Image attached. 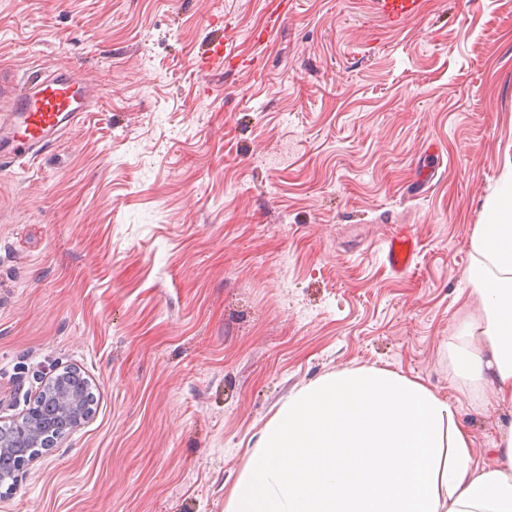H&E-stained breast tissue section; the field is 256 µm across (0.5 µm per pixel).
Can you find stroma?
I'll return each mask as SVG.
<instances>
[{
  "label": "stroma",
  "mask_w": 512,
  "mask_h": 512,
  "mask_svg": "<svg viewBox=\"0 0 512 512\" xmlns=\"http://www.w3.org/2000/svg\"><path fill=\"white\" fill-rule=\"evenodd\" d=\"M220 35L235 60L200 71ZM37 68L99 95L0 163V425L66 368L96 402L0 512H224L289 393L345 367L454 400L490 458L512 412L452 381L448 340L511 172L512 0L397 27L372 0H0V71ZM419 242L408 231L392 233L383 243L381 252L386 265L395 273L409 271L418 253Z\"/></svg>",
  "instance_id": "1"
}]
</instances>
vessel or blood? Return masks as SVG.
I'll return each mask as SVG.
<instances>
[{
	"mask_svg": "<svg viewBox=\"0 0 512 512\" xmlns=\"http://www.w3.org/2000/svg\"><path fill=\"white\" fill-rule=\"evenodd\" d=\"M376 12L390 24L419 16L424 0H373ZM231 56L229 45L214 41L201 59L206 70L220 69ZM9 97L11 106L0 115V126L6 127L0 141V159L19 161L34 157L55 135L65 116L88 111L94 97L93 86L74 81L70 75L33 73L23 81L0 82V97ZM419 242L410 232L392 233L381 252L388 267L396 273L411 269L418 253Z\"/></svg>",
	"mask_w": 512,
	"mask_h": 512,
	"instance_id": "vessel-or-blood-1",
	"label": "vessel or blood"
}]
</instances>
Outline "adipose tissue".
Wrapping results in <instances>:
<instances>
[{"mask_svg":"<svg viewBox=\"0 0 512 512\" xmlns=\"http://www.w3.org/2000/svg\"><path fill=\"white\" fill-rule=\"evenodd\" d=\"M469 247L476 314L448 344L452 374L511 408L512 175ZM225 512H512V424L480 462L454 401L387 369H339L289 394Z\"/></svg>","mask_w":512,"mask_h":512,"instance_id":"obj_1","label":"adipose tissue"}]
</instances>
